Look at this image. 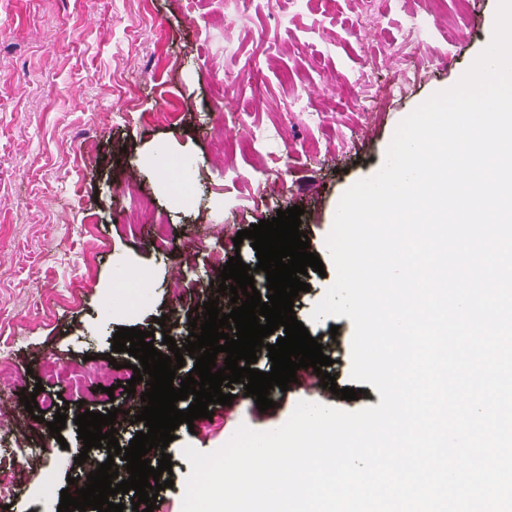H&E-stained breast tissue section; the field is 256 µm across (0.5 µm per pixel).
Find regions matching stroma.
<instances>
[{
  "mask_svg": "<svg viewBox=\"0 0 512 512\" xmlns=\"http://www.w3.org/2000/svg\"><path fill=\"white\" fill-rule=\"evenodd\" d=\"M358 2L324 0L319 10L283 21L267 0H253L251 23L231 33L241 49L235 60L220 54L221 0H0V350L10 353L0 395L20 413L22 394L32 393L39 408L63 405L69 416L57 438L45 422L30 421L25 443L38 454L18 471L13 440L0 438V470L14 471L17 483L15 495L0 498V512H55L68 478L82 476L74 462L81 451L73 422L78 401L56 383L36 391L33 371L41 357L51 353L79 363L88 355L124 364L129 354L112 350L121 327L149 331L161 323L167 335L185 342L190 316L208 300L190 280L218 281L230 257L218 240L278 211L297 205L319 213L300 229L325 271L309 272L310 289L298 294L294 310L310 335L320 337L338 387H353L352 322L311 318L336 278L326 237L339 200L379 171L399 122L457 83L485 49L498 6V0H473L470 14L460 16L454 0H408L414 9L433 8L437 36L458 26L460 51L426 67L401 101L367 116L350 83L364 66L349 27ZM264 29L279 45L271 60L257 42ZM243 59L253 68L239 96L250 99L253 86H260L252 118L278 127L280 145L261 154L238 149L236 172L228 175L224 159L212 154L210 123L219 114L225 127L236 122L226 116L213 77L236 71ZM328 75L337 78L329 102L319 92ZM302 81L312 90L313 107L325 115L321 125L289 123L282 115L291 86ZM157 146L167 160L188 158L192 192L175 194L154 161ZM131 180L154 201L136 227L117 218L130 204L122 188ZM153 222L169 225V252L154 249L147 233ZM129 266L152 274L146 301L125 313L105 312L117 270ZM78 280L84 286L77 298L63 301L67 286ZM176 292L181 307L175 312ZM230 392L231 408L213 405L212 418L175 429L167 448L174 485L160 491L155 512H182L191 470L186 446L210 453L239 425L256 431L282 426L301 401L347 411L381 401L372 387L351 401L320 387L274 388L275 406L262 413L243 384H232Z\"/></svg>",
  "mask_w": 512,
  "mask_h": 512,
  "instance_id": "1",
  "label": "stroma"
}]
</instances>
